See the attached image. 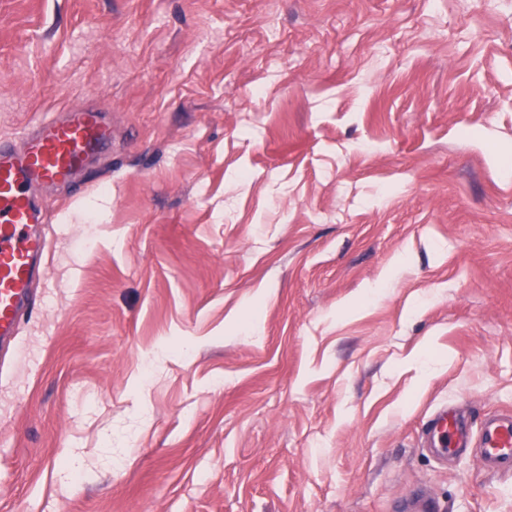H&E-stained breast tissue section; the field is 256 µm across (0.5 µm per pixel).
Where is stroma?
Instances as JSON below:
<instances>
[{
  "label": "stroma",
  "instance_id": "stroma-1",
  "mask_svg": "<svg viewBox=\"0 0 512 512\" xmlns=\"http://www.w3.org/2000/svg\"><path fill=\"white\" fill-rule=\"evenodd\" d=\"M65 105L0 512H512L421 444L512 410V0H0V138ZM426 440L443 454L457 453L460 448H470V431L467 422L454 411L443 408L426 424Z\"/></svg>",
  "mask_w": 512,
  "mask_h": 512
}]
</instances>
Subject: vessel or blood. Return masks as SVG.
<instances>
[{
  "instance_id": "obj_1",
  "label": "vessel or blood",
  "mask_w": 512,
  "mask_h": 512,
  "mask_svg": "<svg viewBox=\"0 0 512 512\" xmlns=\"http://www.w3.org/2000/svg\"><path fill=\"white\" fill-rule=\"evenodd\" d=\"M111 145L112 125L104 112L80 107L40 122L26 135L22 149L0 140V350L10 347L21 314L33 305L31 286L46 248L39 229L45 217L30 189L71 181L91 157ZM425 436L444 454L472 445L467 422L445 408L427 422ZM475 445L489 472L511 474L512 414L486 418Z\"/></svg>"
}]
</instances>
